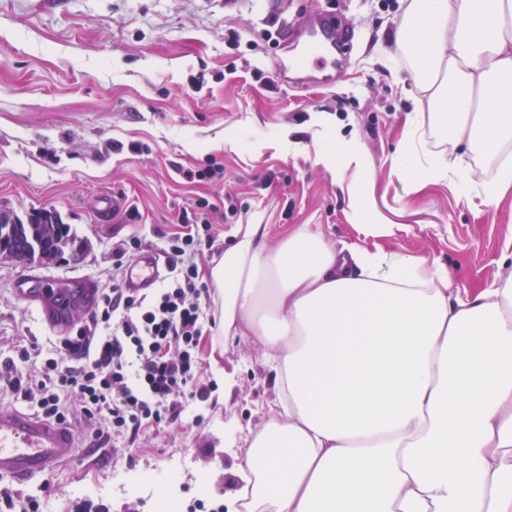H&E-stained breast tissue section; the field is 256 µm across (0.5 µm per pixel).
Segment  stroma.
<instances>
[{"label":"stroma","instance_id":"obj_1","mask_svg":"<svg viewBox=\"0 0 512 512\" xmlns=\"http://www.w3.org/2000/svg\"><path fill=\"white\" fill-rule=\"evenodd\" d=\"M410 0H0V212L50 209L85 244L80 261L49 265L0 260V361L22 338L43 357L59 335L41 322L19 288L31 273L54 287L81 279L110 287L112 243L134 234L160 251L180 232L184 211L205 204L213 227L195 254L199 275L219 261L241 224H267L281 240L302 224L327 242L381 246L448 265L453 287L490 281L512 257V196L475 208L453 181L406 192L398 166L412 116L425 148L442 151L429 109H416L411 61L394 39ZM336 16L352 48L332 84L283 86L272 62L307 23ZM276 44L264 40L267 25ZM201 83L200 92L191 84ZM329 126L332 139L320 138ZM356 145L363 209L396 228L368 236L322 153ZM218 165L223 180H190L187 171ZM122 204L96 213L99 194ZM206 334V401L119 450L77 433L74 460L26 487L43 512L76 501L109 512H191L198 490L226 500L243 437L281 410L263 347L226 340L212 353ZM98 446L100 459L88 455Z\"/></svg>","mask_w":512,"mask_h":512}]
</instances>
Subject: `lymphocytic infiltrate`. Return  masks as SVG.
Wrapping results in <instances>:
<instances>
[{
	"mask_svg": "<svg viewBox=\"0 0 512 512\" xmlns=\"http://www.w3.org/2000/svg\"><path fill=\"white\" fill-rule=\"evenodd\" d=\"M193 226L167 238L169 275L153 294L113 282L90 323L63 337L55 357L31 365L39 350L31 340L1 361L0 392L112 443L137 435L146 420L174 419L185 402L206 399L199 345L212 320L211 295L191 257L211 242L212 226L203 212L195 213Z\"/></svg>",
	"mask_w": 512,
	"mask_h": 512,
	"instance_id": "f902f5d3",
	"label": "lymphocytic infiltrate"
}]
</instances>
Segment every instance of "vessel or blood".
<instances>
[{
  "label": "vessel or blood",
  "instance_id": "vessel-or-blood-1",
  "mask_svg": "<svg viewBox=\"0 0 512 512\" xmlns=\"http://www.w3.org/2000/svg\"><path fill=\"white\" fill-rule=\"evenodd\" d=\"M346 41V36L337 33L335 24L326 19L320 20L309 52L301 58H278L273 64V72L284 83L292 69L335 63ZM158 273V255L152 251L143 252L128 264L123 286L135 290L152 288ZM98 293V285L91 280L81 281L73 288H26L22 291L25 298L38 304L42 322L60 335L69 331L72 306L78 304L93 308ZM75 448V433L67 426L23 410L0 408V478L25 485L71 460Z\"/></svg>",
  "mask_w": 512,
  "mask_h": 512
}]
</instances>
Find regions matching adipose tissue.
Masks as SVG:
<instances>
[{
	"label": "adipose tissue",
	"instance_id": "1",
	"mask_svg": "<svg viewBox=\"0 0 512 512\" xmlns=\"http://www.w3.org/2000/svg\"><path fill=\"white\" fill-rule=\"evenodd\" d=\"M510 19L512 0H411L395 40L454 154L408 191L512 192ZM209 278L222 335L262 344L282 407L238 447L239 512H512V269L463 291L426 257L339 249L316 224L274 246L249 224Z\"/></svg>",
	"mask_w": 512,
	"mask_h": 512
}]
</instances>
